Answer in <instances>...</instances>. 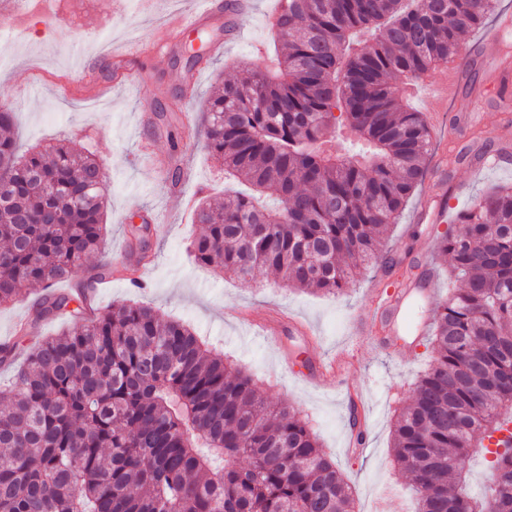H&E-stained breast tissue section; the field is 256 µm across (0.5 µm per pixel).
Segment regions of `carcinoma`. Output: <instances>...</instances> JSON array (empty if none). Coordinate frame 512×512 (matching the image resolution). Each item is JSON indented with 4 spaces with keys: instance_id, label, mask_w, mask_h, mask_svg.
I'll return each instance as SVG.
<instances>
[{
    "instance_id": "1",
    "label": "carcinoma",
    "mask_w": 512,
    "mask_h": 512,
    "mask_svg": "<svg viewBox=\"0 0 512 512\" xmlns=\"http://www.w3.org/2000/svg\"><path fill=\"white\" fill-rule=\"evenodd\" d=\"M274 67L245 71L206 102L205 149L253 193L196 209V262L249 280L340 293L379 252L424 175L432 134L396 83L462 58L497 0H279ZM340 119L330 125L326 114ZM0 107V307L45 294L16 325L39 341L0 406V512H356L349 485L300 413L194 329L151 307L98 309L105 165L67 143L18 155ZM437 248L462 283L434 311L433 360L393 431L416 512H512V186L481 196ZM77 307L70 308L71 304ZM497 472L480 500L466 462ZM69 323V317H59L53 321L42 324L36 336H28L26 338H15L14 340L18 343V348H27L43 337L56 336L61 333Z\"/></svg>"
}]
</instances>
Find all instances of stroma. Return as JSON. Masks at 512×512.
Returning <instances> with one entry per match:
<instances>
[{
  "instance_id": "obj_1",
  "label": "stroma",
  "mask_w": 512,
  "mask_h": 512,
  "mask_svg": "<svg viewBox=\"0 0 512 512\" xmlns=\"http://www.w3.org/2000/svg\"><path fill=\"white\" fill-rule=\"evenodd\" d=\"M238 19L240 35L210 62L187 68L184 41L153 55L141 45L156 41L164 8L144 12L141 0H47L25 9L21 0H0L11 25L0 29V105L14 112L19 154L64 141L94 155L110 173L105 247L98 262H125L143 288L112 280L95 286L97 307L115 302L152 306L164 319L190 324L208 343L252 374L263 395L284 402L306 418L323 450L344 474L359 512H413L409 480L393 463V425L409 404L410 380L427 368L432 352L410 342L403 355L381 349L382 333L358 331L355 322L370 303L374 286L391 289L406 264L437 272L436 301L448 295V257L436 256L442 224L416 222L424 198H444L449 216L469 209L491 186L512 184V152L495 165L475 161L484 142L512 144V0H498L488 22L501 25L494 53L476 47L478 31L466 42L471 52L458 65L456 96L436 111L428 88L406 86L411 106L422 112L433 136L424 179L398 223L389 225L381 248L398 258L391 268L357 270L338 294L311 293L276 285L263 271L249 284L194 265L189 244L200 231L193 215L181 212L182 196L224 198V168L202 147L204 106L211 86L240 70H263L279 45L271 22L278 0H253ZM481 98L483 109L468 104ZM149 124H140L142 111ZM195 115L191 136L172 144L171 133L185 112ZM188 159L179 190H171L167 161ZM150 223L148 262L129 249L135 228ZM247 311L286 318L308 329L283 330L278 342L256 336ZM346 357L339 387L314 377L318 359ZM358 393V409L349 405ZM358 421L367 438L361 452L346 450L349 423Z\"/></svg>"
}]
</instances>
